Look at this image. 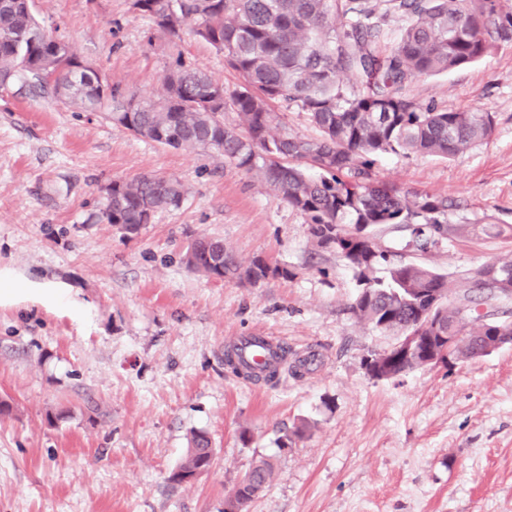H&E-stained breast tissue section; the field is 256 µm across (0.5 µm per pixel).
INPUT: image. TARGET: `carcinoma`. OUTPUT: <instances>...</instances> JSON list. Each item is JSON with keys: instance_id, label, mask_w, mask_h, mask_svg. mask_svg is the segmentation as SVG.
Segmentation results:
<instances>
[{"instance_id": "obj_1", "label": "carcinoma", "mask_w": 512, "mask_h": 512, "mask_svg": "<svg viewBox=\"0 0 512 512\" xmlns=\"http://www.w3.org/2000/svg\"><path fill=\"white\" fill-rule=\"evenodd\" d=\"M381 5L384 15L405 19L390 46L371 21ZM133 6L172 38L181 33L174 16L195 21L191 33L224 54L240 82L230 89L179 52L157 95L136 100L109 83L104 96L94 76L86 90L59 97L58 86L82 60L17 0H0V86L18 80L17 65L24 62L36 78L28 84L36 95L80 112H112V123L137 137L172 150L213 151L224 163L256 173L277 200L304 215L316 246L351 268L358 292L350 308L359 319L382 332L422 336L416 352L388 349L391 379L426 367L425 347L441 336L453 337V364L486 355L495 336H512L507 312L499 317L483 308L512 298V259L484 263L459 280L416 263H390L376 229L404 225L412 245L425 250L458 226L449 222L447 199L403 192L370 172L373 156L448 158L491 136V113L448 111L403 90L416 78L468 67L511 39L512 13L500 0H134ZM349 76L361 77L363 87L350 86ZM275 102L305 113L317 134L289 131L270 109ZM228 110L237 115L232 126L224 122ZM184 199V186L170 177L116 179L98 219L134 229ZM183 261L208 277L252 285L288 275L260 256L243 264L210 236L196 238ZM213 453L210 439L195 435L169 481L194 478ZM271 471L267 461L252 466L225 499L224 512H249Z\"/></svg>"}]
</instances>
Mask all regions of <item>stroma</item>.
Segmentation results:
<instances>
[{"label": "stroma", "mask_w": 512, "mask_h": 512, "mask_svg": "<svg viewBox=\"0 0 512 512\" xmlns=\"http://www.w3.org/2000/svg\"><path fill=\"white\" fill-rule=\"evenodd\" d=\"M81 59L129 93L159 90L179 47L227 87L206 42L171 44L131 0H34ZM405 95L492 113L484 143L444 159L376 156L377 180L456 203L463 231L430 250L377 229L392 262L460 278L512 257V40L467 68L420 77ZM153 172L181 180L182 205L130 232L99 222L102 188ZM288 269L257 286L185 266L197 237ZM352 271L316 248L305 217L255 175L201 149L170 150L95 112L0 86V512H224L255 461L273 473L250 512H512V344L456 366L388 379L363 357L396 337L359 321ZM264 334L303 376L254 383L224 364L234 337ZM306 425L291 447L281 438ZM208 470L170 472L192 433ZM213 453L210 439L204 434L195 435L186 460L170 473L169 481L174 484L191 481L197 474L209 467ZM186 478L189 480H185Z\"/></svg>", "instance_id": "obj_1"}]
</instances>
